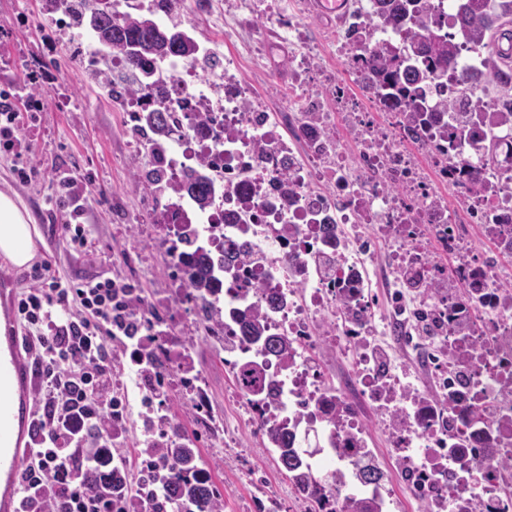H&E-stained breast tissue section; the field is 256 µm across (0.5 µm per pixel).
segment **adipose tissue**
Listing matches in <instances>:
<instances>
[{
	"label": "adipose tissue",
	"mask_w": 512,
	"mask_h": 512,
	"mask_svg": "<svg viewBox=\"0 0 512 512\" xmlns=\"http://www.w3.org/2000/svg\"><path fill=\"white\" fill-rule=\"evenodd\" d=\"M36 234L28 211L0 191V257L17 268L29 266L36 255Z\"/></svg>",
	"instance_id": "obj_1"
}]
</instances>
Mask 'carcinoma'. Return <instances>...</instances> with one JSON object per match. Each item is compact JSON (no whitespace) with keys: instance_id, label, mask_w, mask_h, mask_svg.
Instances as JSON below:
<instances>
[{"instance_id":"obj_1","label":"carcinoma","mask_w":512,"mask_h":512,"mask_svg":"<svg viewBox=\"0 0 512 512\" xmlns=\"http://www.w3.org/2000/svg\"><path fill=\"white\" fill-rule=\"evenodd\" d=\"M86 0L72 3L79 23L93 33L100 51L106 55L123 58L128 69L137 75L134 86L124 88V95L144 105L143 124L135 126L139 132L151 131L164 134L167 131L165 99L154 94L153 79L158 63L169 57H197V40L173 24L171 33L180 35L179 41L157 38L151 33L154 15L161 12L167 16L174 13L178 0H154V7L147 11L134 10L118 19L112 13L90 10ZM375 17L378 21L398 31L408 24L422 23L426 36L403 47L386 51H371L369 57V83L387 90L407 112H418L417 96L410 85L423 79L424 75L441 76L448 71L460 47L470 45L483 54L486 83L500 89L512 90V67L506 64L505 56L498 48L499 36L504 27L512 22V0H453L454 15L448 19V32L429 31L426 19L433 13V0H376ZM475 124L492 128L499 125L512 126V98L498 112H484L472 118ZM138 178L146 188L160 190L171 197L189 196L200 209H205L212 198V182L201 174V168L188 170L182 180L170 182L161 168L152 166L138 170ZM182 252L198 259V267L189 270L187 289L199 297L213 289L209 252L204 243L192 232L180 238ZM264 310L252 305L241 314V336L239 344H256L264 355L288 357L292 345L286 336H266L263 326ZM236 384L249 396L264 400L279 397V387L273 380L263 377L257 363L246 360L234 365ZM275 443L277 465L301 494L308 493L318 499L328 498L327 486L313 479L305 467L309 456L319 454L317 449L309 454L299 450L294 434L287 428L274 426L267 431ZM166 462L164 477L169 506L194 507L195 512H215L221 506L220 498L208 470L201 463L198 451L190 440L179 436L168 441L160 449Z\"/></svg>"}]
</instances>
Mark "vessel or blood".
<instances>
[{
    "label": "vessel or blood",
    "instance_id": "1",
    "mask_svg": "<svg viewBox=\"0 0 512 512\" xmlns=\"http://www.w3.org/2000/svg\"><path fill=\"white\" fill-rule=\"evenodd\" d=\"M9 354L0 365V512H18L19 476L27 462L28 441L35 438L34 412L28 391L37 380L33 363L25 360L18 337L0 338Z\"/></svg>",
    "mask_w": 512,
    "mask_h": 512
}]
</instances>
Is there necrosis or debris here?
<instances>
[{"label": "necrosis or debris", "instance_id": "1", "mask_svg": "<svg viewBox=\"0 0 512 512\" xmlns=\"http://www.w3.org/2000/svg\"><path fill=\"white\" fill-rule=\"evenodd\" d=\"M243 0H225L219 75L174 57L156 70L169 92L167 141L149 152L170 180L204 162L216 192L206 210L189 199L170 209L186 223L165 221L169 241L187 225L210 240L214 289L195 301L204 337L223 343L238 330L245 289L266 308V333L293 343L288 360L258 356L281 386L273 402L248 401L255 430L291 424L300 447L326 449L340 476L336 496L378 497L385 507L405 493L424 512H512V130L477 127L449 142L455 128L445 107L465 100L473 112H495L501 100L461 69L479 70L478 51L460 50L446 77L429 79L421 114L393 106L370 87L372 49L403 42L393 28L367 24L372 0H346L336 13L328 63L310 40L298 8L258 0L269 32L287 34L290 139L276 130L267 102L242 75L239 51L266 47L243 16ZM201 103L215 121L190 131L184 101ZM498 143L494 161L483 148ZM495 246L475 253L473 234ZM253 245L252 261L229 257L232 245ZM329 348L348 358L344 387L326 384L312 353ZM424 364L431 388L398 358ZM183 339L157 333L152 357L172 368L196 407L202 432L221 435L208 388L180 367ZM389 437L387 459L400 478L362 482L371 459L368 418Z\"/></svg>", "mask_w": 512, "mask_h": 512}]
</instances>
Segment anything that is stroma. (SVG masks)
<instances>
[{
  "label": "stroma",
  "mask_w": 512,
  "mask_h": 512,
  "mask_svg": "<svg viewBox=\"0 0 512 512\" xmlns=\"http://www.w3.org/2000/svg\"><path fill=\"white\" fill-rule=\"evenodd\" d=\"M183 20L197 35L211 39V51L223 55L224 0H210L197 13L196 0H180ZM85 36L81 29L53 31L46 0H0V86H13L22 98L39 99L37 128L27 146L39 174L30 183L15 180L11 158L0 155V190L15 194L37 224L38 260H51L64 280L87 275L138 280L149 300L166 298L170 257L155 224L166 200L137 184L141 158L134 150L121 104L112 100L103 75L123 76V69L100 60L97 73L78 69L76 54ZM289 44L276 45L269 54L246 58L243 75L257 97L284 100L288 96ZM68 175L91 183L84 222L90 227L92 259L70 254L64 234L68 218L56 202L57 179ZM28 269L13 267L0 258V308L17 336L26 330L15 303L29 287ZM169 322L189 346L203 375L215 412L225 418L228 432L221 441L205 440L197 450L222 493L223 512H308L275 463L269 448L256 435L237 396L224 354L200 337L189 305L169 310Z\"/></svg>",
  "instance_id": "35a3bbf8"
}]
</instances>
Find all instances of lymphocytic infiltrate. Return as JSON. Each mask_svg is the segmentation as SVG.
Masks as SVG:
<instances>
[{
	"label": "lymphocytic infiltrate",
	"mask_w": 512,
	"mask_h": 512,
	"mask_svg": "<svg viewBox=\"0 0 512 512\" xmlns=\"http://www.w3.org/2000/svg\"><path fill=\"white\" fill-rule=\"evenodd\" d=\"M40 108L35 99L18 106L16 93L0 91V154L12 159L13 173L22 182L31 181L37 168L17 132L34 123ZM59 187L73 204L66 226L69 246L86 256L89 230L80 219L88 195L70 179L60 180ZM34 276L41 289L22 293L17 303L40 378L35 394L39 442L19 480L20 512H112L111 488L91 481L88 472L113 458L117 315L137 322L144 312L109 277L95 275L70 286L47 260L35 266Z\"/></svg>",
	"instance_id": "lymphocytic-infiltrate-1"
}]
</instances>
